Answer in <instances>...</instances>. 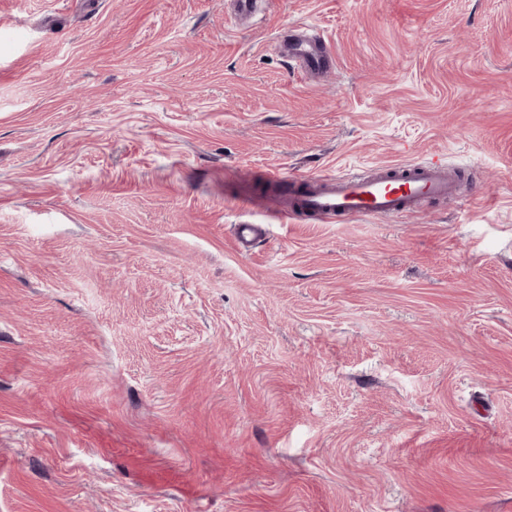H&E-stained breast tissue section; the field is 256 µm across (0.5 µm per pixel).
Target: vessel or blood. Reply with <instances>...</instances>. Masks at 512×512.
I'll use <instances>...</instances> for the list:
<instances>
[{
    "label": "vessel or blood",
    "instance_id": "b4317fda",
    "mask_svg": "<svg viewBox=\"0 0 512 512\" xmlns=\"http://www.w3.org/2000/svg\"><path fill=\"white\" fill-rule=\"evenodd\" d=\"M281 41L293 70L303 75L323 74L336 63L331 44L315 29L284 35ZM261 179L270 188L287 185L288 194L255 196L253 207L274 209L287 218L308 214L328 223L355 216L389 219L462 193L457 175L447 165L434 162L370 166L346 174L323 170L303 179L272 168L263 171Z\"/></svg>",
    "mask_w": 512,
    "mask_h": 512
}]
</instances>
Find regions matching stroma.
I'll list each match as a JSON object with an SVG mask.
<instances>
[{"label": "stroma", "instance_id": "1", "mask_svg": "<svg viewBox=\"0 0 512 512\" xmlns=\"http://www.w3.org/2000/svg\"><path fill=\"white\" fill-rule=\"evenodd\" d=\"M227 9L0 0V512H512V0ZM432 160L482 201L249 205ZM305 25L301 32L294 36L285 34L281 37L282 53L288 57L293 71L303 75H320L336 64L335 52L331 44L316 29Z\"/></svg>", "mask_w": 512, "mask_h": 512}]
</instances>
